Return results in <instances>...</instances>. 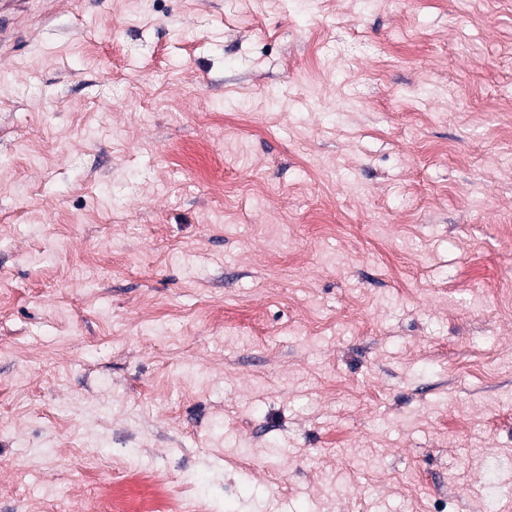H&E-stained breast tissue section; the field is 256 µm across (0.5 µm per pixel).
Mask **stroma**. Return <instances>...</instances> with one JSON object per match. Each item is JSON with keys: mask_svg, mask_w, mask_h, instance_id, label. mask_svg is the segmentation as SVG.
Wrapping results in <instances>:
<instances>
[{"mask_svg": "<svg viewBox=\"0 0 512 512\" xmlns=\"http://www.w3.org/2000/svg\"><path fill=\"white\" fill-rule=\"evenodd\" d=\"M0 305V512H512V0L26 5Z\"/></svg>", "mask_w": 512, "mask_h": 512, "instance_id": "obj_1", "label": "stroma"}]
</instances>
